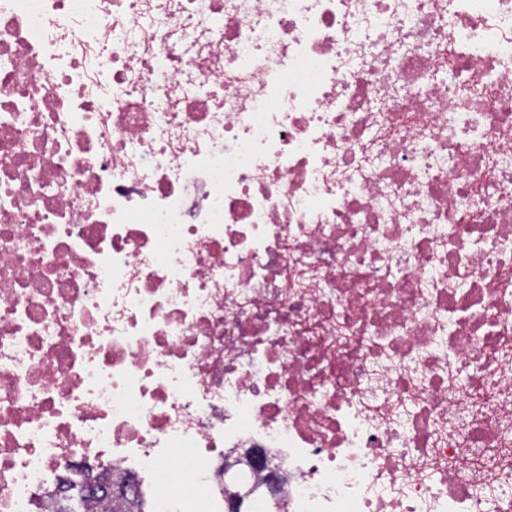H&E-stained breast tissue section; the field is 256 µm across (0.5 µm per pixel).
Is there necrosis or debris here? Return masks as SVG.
Instances as JSON below:
<instances>
[{
  "label": "necrosis or debris",
  "instance_id": "4bbe7bcc",
  "mask_svg": "<svg viewBox=\"0 0 512 512\" xmlns=\"http://www.w3.org/2000/svg\"><path fill=\"white\" fill-rule=\"evenodd\" d=\"M512 512V0H0V512Z\"/></svg>",
  "mask_w": 512,
  "mask_h": 512
}]
</instances>
